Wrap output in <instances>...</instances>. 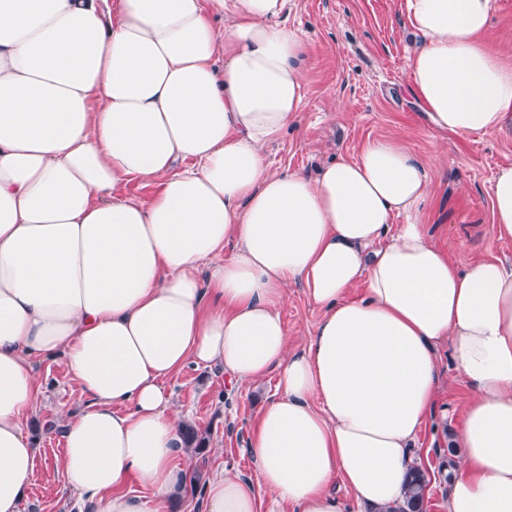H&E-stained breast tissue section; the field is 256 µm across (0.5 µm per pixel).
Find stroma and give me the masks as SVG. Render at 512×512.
Returning a JSON list of instances; mask_svg holds the SVG:
<instances>
[{
	"mask_svg": "<svg viewBox=\"0 0 512 512\" xmlns=\"http://www.w3.org/2000/svg\"><path fill=\"white\" fill-rule=\"evenodd\" d=\"M287 24L305 42V83L296 122L263 149L269 171L310 172L332 158L357 156L370 140L402 137L429 175L421 221L454 266L462 269L484 258L512 263V238H498L493 231L491 197L497 166L512 161V126L461 137L426 124L411 92L413 39L400 0H294ZM485 41L512 63V0H493ZM278 313L288 328L290 350H301L320 310L301 285L292 284ZM438 362L436 411L415 445V459L429 481L421 512H448V471L457 454L448 442L472 396L448 345L440 346ZM38 376L42 394L27 427L39 459L22 512H76L51 465L63 455L56 428L84 398L61 360L42 362ZM276 382L271 374L257 383H235L219 367L192 363L170 377L172 411L207 437L202 453L184 450L181 465L206 474L251 477L248 438Z\"/></svg>",
	"mask_w": 512,
	"mask_h": 512,
	"instance_id": "obj_1",
	"label": "stroma"
}]
</instances>
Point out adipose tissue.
Listing matches in <instances>:
<instances>
[{"label":"adipose tissue","instance_id":"1","mask_svg":"<svg viewBox=\"0 0 512 512\" xmlns=\"http://www.w3.org/2000/svg\"><path fill=\"white\" fill-rule=\"evenodd\" d=\"M292 3L0 0V512H20L36 468L26 421L55 358L85 398L54 466L78 512H164L187 476L165 381L190 363L277 376L249 440L254 477L213 474L205 512H348L338 481L392 512L443 343L474 392L448 512H512V264H449L419 219L425 166L400 138L312 175L268 172L262 148L296 120L304 84ZM401 11L433 129L512 121V64L484 41L490 0ZM134 178L156 183L149 200L120 196ZM491 192L512 236V162ZM293 282L322 312L297 352L277 312Z\"/></svg>","mask_w":512,"mask_h":512}]
</instances>
